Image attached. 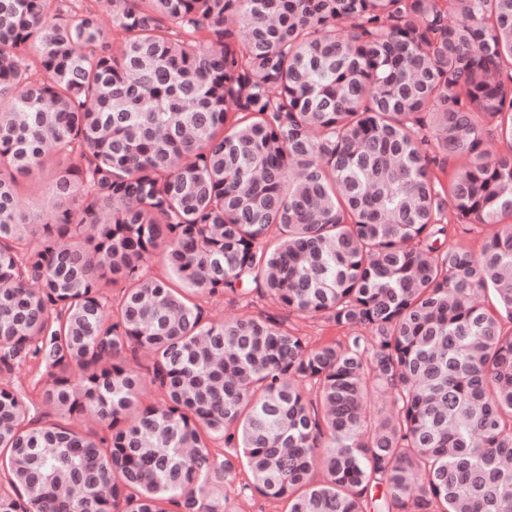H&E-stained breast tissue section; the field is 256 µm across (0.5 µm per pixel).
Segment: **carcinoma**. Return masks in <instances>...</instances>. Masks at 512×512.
I'll return each instance as SVG.
<instances>
[{
	"label": "carcinoma",
	"mask_w": 512,
	"mask_h": 512,
	"mask_svg": "<svg viewBox=\"0 0 512 512\" xmlns=\"http://www.w3.org/2000/svg\"><path fill=\"white\" fill-rule=\"evenodd\" d=\"M103 2L0 0V512H512V0ZM52 196V178L47 177L32 190L20 197L17 207L31 218L44 212L50 206ZM481 230V226H472L469 232L463 233L459 229L453 230V226H451L448 243L459 244L472 251L478 252L484 237ZM248 303L249 306L245 307ZM210 315L217 321H224L225 319H231L242 315L243 313L265 312L273 310L271 300L260 294L253 293L248 298V302H244L238 297L226 294L224 296L213 298L207 305ZM291 324L297 330L300 336H305L307 342L317 345L323 342L344 343L345 337L349 336L355 329L347 327H336L325 324L320 319L309 317H291ZM234 505L237 512H284L286 508L284 502L268 499L257 493L235 498Z\"/></svg>",
	"instance_id": "carcinoma-1"
}]
</instances>
